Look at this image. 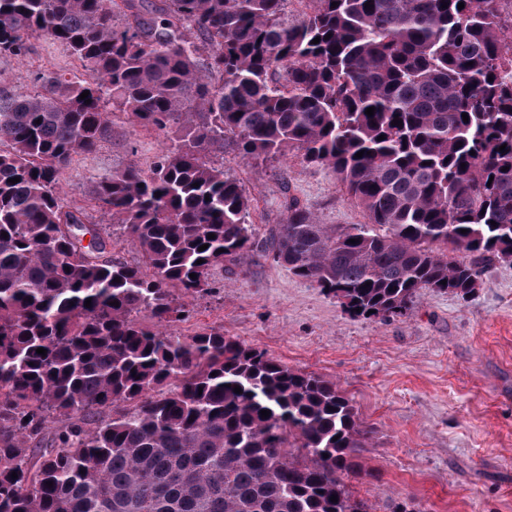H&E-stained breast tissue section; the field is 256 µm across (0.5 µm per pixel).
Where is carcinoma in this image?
<instances>
[{
	"mask_svg": "<svg viewBox=\"0 0 512 512\" xmlns=\"http://www.w3.org/2000/svg\"><path fill=\"white\" fill-rule=\"evenodd\" d=\"M286 2L0 0V58L35 36L83 70L0 91V512H369L345 483L367 430L336 382L169 327L253 248L365 319L425 288L463 299L483 263L512 261L501 0H312L291 22ZM116 112L185 135L93 180L105 232L59 175ZM226 132L245 162L291 146L332 168L368 222L321 224L292 199L258 237L206 160ZM115 226L150 274L113 254Z\"/></svg>",
	"mask_w": 512,
	"mask_h": 512,
	"instance_id": "carcinoma-1",
	"label": "carcinoma"
}]
</instances>
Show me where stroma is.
<instances>
[{
  "label": "stroma",
  "mask_w": 512,
  "mask_h": 512,
  "mask_svg": "<svg viewBox=\"0 0 512 512\" xmlns=\"http://www.w3.org/2000/svg\"><path fill=\"white\" fill-rule=\"evenodd\" d=\"M29 44L25 60L0 58V89H32L42 73H80L62 45ZM165 139L116 114L100 149L75 155L62 172L65 201L103 223L89 204L93 177L132 161L150 168ZM208 158L240 182L257 234L282 223L292 197L323 224L367 221L336 173L297 149L245 163L228 134ZM213 280L214 293L193 300L177 334L219 327L290 368L336 381L369 430L359 451L365 473L347 484L370 512L403 503L415 512H512V262L486 264L469 299L424 290L406 315L387 320L347 314L257 251L225 263Z\"/></svg>",
  "instance_id": "stroma-1"
}]
</instances>
